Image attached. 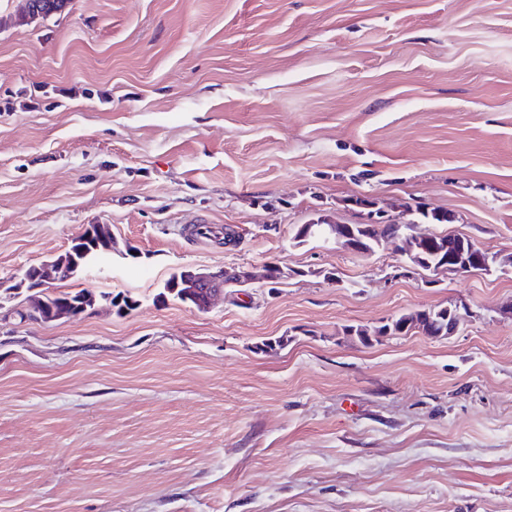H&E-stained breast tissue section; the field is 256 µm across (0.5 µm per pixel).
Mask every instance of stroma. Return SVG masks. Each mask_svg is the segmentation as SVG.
I'll return each instance as SVG.
<instances>
[{"label": "stroma", "instance_id": "obj_1", "mask_svg": "<svg viewBox=\"0 0 512 512\" xmlns=\"http://www.w3.org/2000/svg\"><path fill=\"white\" fill-rule=\"evenodd\" d=\"M359 196L512 254V0H0V512H512V266L295 244ZM89 224L116 252L51 289L93 304L27 319L15 276ZM439 305L452 335L341 332ZM470 243V251H477V257L479 259L478 262H471L466 257H463V252H459L457 258L450 260L452 264L449 263H441L436 264L435 266L430 265V272L432 274H437L441 271H446L448 273H452L458 276H469L478 273V268H487L490 269L492 265H509L512 264V257L508 256L505 258H501L497 253H493L488 249H482L477 245ZM186 269L183 271L185 284L193 289L179 288L172 295L183 303L197 306L194 288L210 289L208 294L197 299L198 307L202 309L209 308L219 298L224 299V288L247 286L253 283L284 282L294 274L288 264L284 262H271L265 265L262 271H256L251 266H242L232 272L224 269L219 271H202L192 267ZM188 289H190L189 293Z\"/></svg>", "mask_w": 512, "mask_h": 512}]
</instances>
